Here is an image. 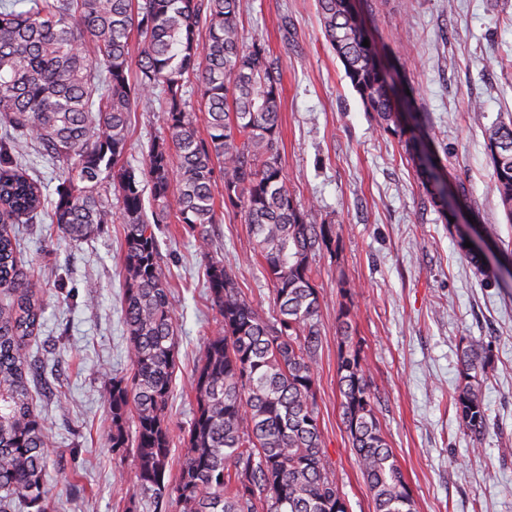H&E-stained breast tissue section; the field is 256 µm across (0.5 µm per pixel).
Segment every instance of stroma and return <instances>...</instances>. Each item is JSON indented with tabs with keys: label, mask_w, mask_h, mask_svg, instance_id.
<instances>
[{
	"label": "stroma",
	"mask_w": 512,
	"mask_h": 512,
	"mask_svg": "<svg viewBox=\"0 0 512 512\" xmlns=\"http://www.w3.org/2000/svg\"><path fill=\"white\" fill-rule=\"evenodd\" d=\"M383 46L412 110L423 122L468 218L445 223L432 207L403 135L366 111L322 34L315 0H241L244 44L264 41L281 70L278 154L287 186L314 203L313 222L335 224L340 242L315 262L322 344L316 407L329 469L349 512L373 498L341 419L336 318L353 312L355 336L377 397L376 415L394 449L415 512H512V224L491 186L485 128L512 113V0H354ZM157 100L131 115L127 160L142 165L163 135ZM20 258L41 269L45 312L31 356L46 363L34 402L51 446L48 486L57 512H125L133 458L118 460L104 375L131 370L123 319V230L74 242L50 220L16 225ZM469 233L486 261L461 246ZM213 249L231 265L246 299L270 312L272 286L241 214L225 208L210 226ZM171 285L177 358L168 416L172 471L195 409L191 381L207 336L218 327L197 241L185 225L159 232ZM483 343L490 427L480 444L463 434L452 397L459 358Z\"/></svg>",
	"instance_id": "35a3bbf8"
}]
</instances>
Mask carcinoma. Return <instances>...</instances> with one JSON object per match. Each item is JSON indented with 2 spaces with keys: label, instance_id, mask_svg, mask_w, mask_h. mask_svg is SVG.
Returning a JSON list of instances; mask_svg holds the SVG:
<instances>
[{
  "label": "carcinoma",
  "instance_id": "obj_1",
  "mask_svg": "<svg viewBox=\"0 0 512 512\" xmlns=\"http://www.w3.org/2000/svg\"><path fill=\"white\" fill-rule=\"evenodd\" d=\"M240 0H0V512H55L47 482L49 438L32 386L30 346L44 312L39 273L23 271L12 225L45 208L41 185L18 162L23 148L66 164L48 217L71 240L98 236L121 204L124 320L131 372L108 378L112 452L132 456L133 512H347L331 476L316 407L322 342L314 262L337 240L336 225L310 220L312 208L288 190L277 154L281 87L267 45L242 49ZM327 45L365 108L386 131L402 125L395 90L352 0H316ZM205 41H200V33ZM139 40L137 65L132 42ZM201 85L198 106L188 89ZM159 97L166 134L143 166L126 160L130 113ZM204 120L206 136L198 124ZM491 182L512 223V117L485 129ZM423 185L443 217L452 213L434 159H421ZM224 196L216 201L215 171ZM243 214L272 283L264 315L237 287L233 267L205 266L220 328L207 337L191 389L196 410L184 462L167 475L168 421L175 365V318L162 272L159 225L171 217L209 254L208 226L224 207ZM337 375L342 423L375 512H414V501L374 408L353 336L339 311ZM482 344L460 356L453 396L462 432L488 429ZM135 430H130V426Z\"/></svg>",
  "mask_w": 512,
  "mask_h": 512
}]
</instances>
